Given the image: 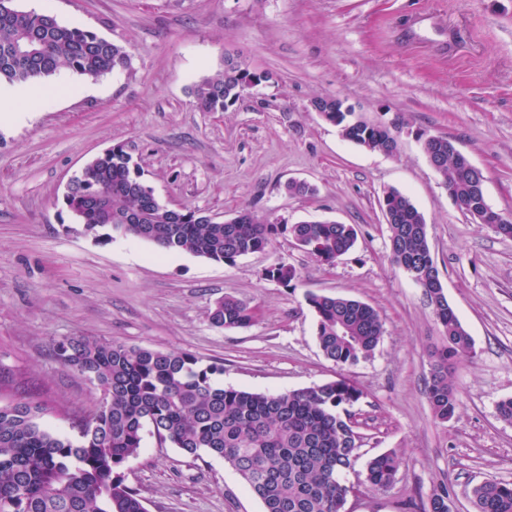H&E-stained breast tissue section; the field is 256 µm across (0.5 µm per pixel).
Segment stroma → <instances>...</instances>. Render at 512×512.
Here are the masks:
<instances>
[{"label": "stroma", "mask_w": 512, "mask_h": 512, "mask_svg": "<svg viewBox=\"0 0 512 512\" xmlns=\"http://www.w3.org/2000/svg\"><path fill=\"white\" fill-rule=\"evenodd\" d=\"M125 47L127 68L99 78L60 69L35 111L0 129V403L31 397L42 424L70 434L72 412L98 392L58 362L54 340L83 336L185 351L223 365L218 383L286 392L346 377L363 398L368 440L353 469L390 451L400 460L384 490L361 487L348 512H426L447 483L449 512H473V487L512 483V424L497 415L512 397V238L472 223L430 166L420 133L447 136L481 168L488 204L512 213V0H16ZM271 73L224 112H203L195 84L225 52ZM335 96L396 136V154L346 140L312 106ZM125 145L143 181L175 210L215 220L248 207L278 224L353 225L355 247L326 264L285 235L264 251L214 262L159 253L133 236L98 241L73 233L63 206L85 164ZM298 180L315 192L287 194ZM409 195L426 219L444 293L474 340L454 381L448 422L431 413L430 351L441 326L422 288L390 256L379 208L385 190ZM297 271L284 284L266 271ZM310 292L373 306L384 336L369 359L327 360L316 340ZM227 296L255 312L238 329L211 325ZM148 512H263L219 459L158 447L125 467Z\"/></svg>", "instance_id": "1"}]
</instances>
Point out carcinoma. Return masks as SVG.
<instances>
[{"label":"carcinoma","instance_id":"obj_1","mask_svg":"<svg viewBox=\"0 0 512 512\" xmlns=\"http://www.w3.org/2000/svg\"><path fill=\"white\" fill-rule=\"evenodd\" d=\"M15 0H0V81L26 86L47 81L66 67L97 78L126 66L125 49L92 31L69 27L56 17L20 10ZM272 79L242 58L224 60L222 69L194 87L198 108L224 112L249 84ZM314 106L324 120L341 127L349 141L386 152L387 128L369 126L336 111L333 97ZM419 141L427 159L444 158L438 170L454 203L471 219L512 238V223L486 201L467 159L448 152V138L426 133ZM393 220L388 224L392 260L420 273L437 269L424 215L404 192L386 194ZM76 221L73 231L112 238L126 231L167 252H185L215 262L262 251L276 236L302 241V249L331 264L355 245L351 224L313 222L276 224L244 208L238 223L210 221L198 210H173L150 197L125 146L117 144L91 161L71 181L63 198ZM266 276L290 283L292 266L278 263ZM445 342L431 351L427 397L435 420H451L460 400L453 380L455 365L474 353V342L432 276L418 279ZM315 312L316 339L323 356L339 367L369 358L383 336L378 311L341 295L309 292ZM217 328L249 325L254 311L224 297L208 313ZM63 365L95 383L103 395L79 416L75 436L49 431L40 422L36 401L0 405V512H148L138 492L126 483L124 468L143 448L144 434L195 459L224 460L262 502L264 512H345L350 486L343 472L358 458L364 434L357 431L350 408L362 390L347 378L288 392H251L224 387L214 375L217 364H201L188 352L66 337L53 342ZM399 470L393 452L370 457L363 484L373 490L391 486ZM448 485L439 484L428 512H448ZM474 512H512V483L486 480L473 489Z\"/></svg>","mask_w":512,"mask_h":512}]
</instances>
